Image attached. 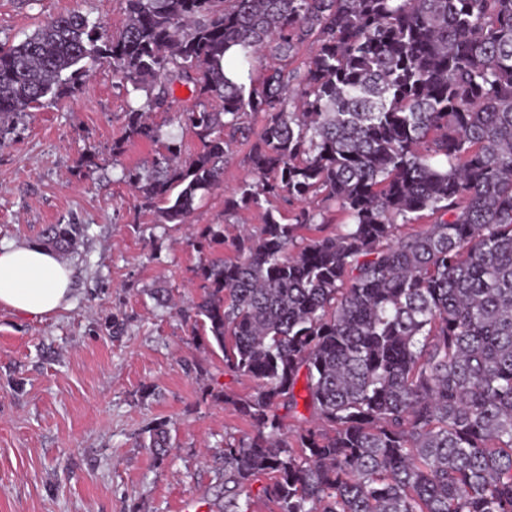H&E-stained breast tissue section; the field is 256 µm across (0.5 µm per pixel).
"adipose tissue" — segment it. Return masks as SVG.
<instances>
[{
  "label": "adipose tissue",
  "mask_w": 512,
  "mask_h": 512,
  "mask_svg": "<svg viewBox=\"0 0 512 512\" xmlns=\"http://www.w3.org/2000/svg\"><path fill=\"white\" fill-rule=\"evenodd\" d=\"M71 269L62 256L31 241L0 244V306L26 316L68 307Z\"/></svg>",
  "instance_id": "adipose-tissue-1"
}]
</instances>
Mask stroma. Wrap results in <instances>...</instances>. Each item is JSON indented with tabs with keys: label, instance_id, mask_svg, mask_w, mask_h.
Masks as SVG:
<instances>
[{
	"label": "stroma",
	"instance_id": "1",
	"mask_svg": "<svg viewBox=\"0 0 512 512\" xmlns=\"http://www.w3.org/2000/svg\"><path fill=\"white\" fill-rule=\"evenodd\" d=\"M70 12L110 32L126 19L120 0H0V42ZM126 109L103 65L0 145L1 244L41 241L49 224L88 227L66 255L69 308L31 318L0 307V512H224V446L250 430L213 395L247 396L254 380L225 372L180 313L201 294L200 233L263 222L262 211L224 209L225 189L251 177L249 147L234 146L222 189L189 223L160 224L124 180L155 151L125 141ZM160 286L173 305L154 298ZM157 422L170 428L161 459L147 432Z\"/></svg>",
	"mask_w": 512,
	"mask_h": 512
}]
</instances>
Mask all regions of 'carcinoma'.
Returning <instances> with one entry per match:
<instances>
[{
  "instance_id": "carcinoma-1",
  "label": "carcinoma",
  "mask_w": 512,
  "mask_h": 512,
  "mask_svg": "<svg viewBox=\"0 0 512 512\" xmlns=\"http://www.w3.org/2000/svg\"><path fill=\"white\" fill-rule=\"evenodd\" d=\"M121 2L110 35L70 13L0 44V145L104 64L125 139L157 146L125 178L158 223H188L250 145L224 209L264 211L261 230L202 231L235 258L200 262L180 309L256 381L223 394L250 426L224 448V512H250L263 477L276 512H512V0ZM177 80L187 156L151 119ZM333 209L348 222L326 234ZM81 233L44 229L63 252ZM148 433L163 457L165 425Z\"/></svg>"
}]
</instances>
